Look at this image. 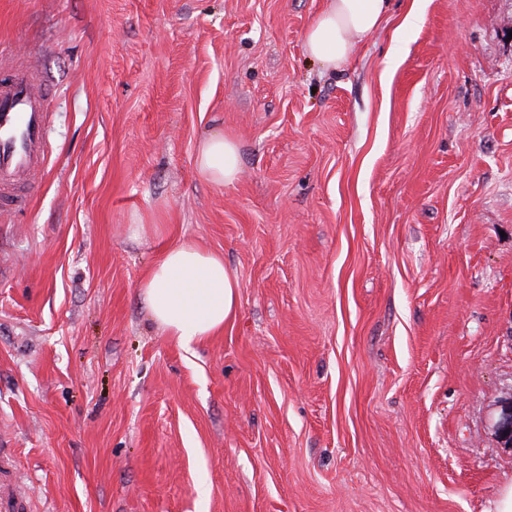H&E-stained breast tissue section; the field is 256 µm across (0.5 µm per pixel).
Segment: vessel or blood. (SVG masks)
Listing matches in <instances>:
<instances>
[{
  "label": "vessel or blood",
  "mask_w": 512,
  "mask_h": 512,
  "mask_svg": "<svg viewBox=\"0 0 512 512\" xmlns=\"http://www.w3.org/2000/svg\"><path fill=\"white\" fill-rule=\"evenodd\" d=\"M49 101L40 79L22 65L0 74V210L23 204L18 187L51 161L46 140ZM10 460L0 459V512H17L25 502L22 485L8 477Z\"/></svg>",
  "instance_id": "obj_1"
}]
</instances>
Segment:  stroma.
Instances as JSON below:
<instances>
[{"label":"stroma","mask_w":512,"mask_h":512,"mask_svg":"<svg viewBox=\"0 0 512 512\" xmlns=\"http://www.w3.org/2000/svg\"><path fill=\"white\" fill-rule=\"evenodd\" d=\"M326 5L0 0L51 111L0 213L24 512H491L512 482V0H390L334 71ZM213 133L233 185L195 167ZM182 240L240 285L188 349L139 290ZM196 166L206 181L217 186L232 185L240 171L237 142L224 133L204 138L196 156Z\"/></svg>","instance_id":"obj_1"}]
</instances>
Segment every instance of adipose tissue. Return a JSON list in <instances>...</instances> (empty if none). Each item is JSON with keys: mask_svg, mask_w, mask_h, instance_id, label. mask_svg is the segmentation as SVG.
I'll list each match as a JSON object with an SVG mask.
<instances>
[{"mask_svg": "<svg viewBox=\"0 0 512 512\" xmlns=\"http://www.w3.org/2000/svg\"><path fill=\"white\" fill-rule=\"evenodd\" d=\"M388 7L389 0H328L305 33L309 54L328 68L346 64ZM196 166L206 181L232 185L240 171L237 142L224 134L204 138ZM238 288L222 256L189 241L166 246L141 283L153 323L186 348L223 330L235 315Z\"/></svg>", "mask_w": 512, "mask_h": 512, "instance_id": "ef3b65f1", "label": "adipose tissue"}]
</instances>
